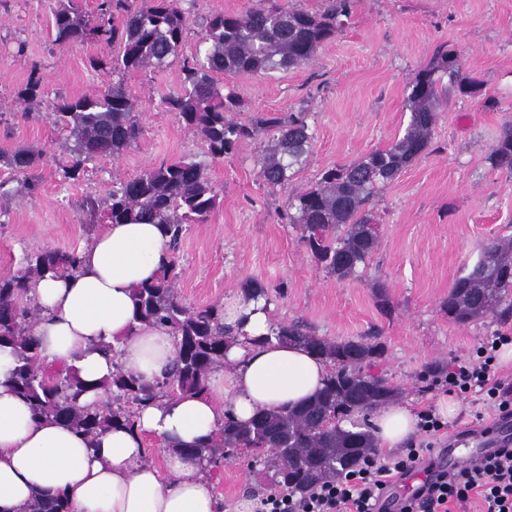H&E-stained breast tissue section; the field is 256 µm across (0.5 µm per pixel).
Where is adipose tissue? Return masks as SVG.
I'll use <instances>...</instances> for the list:
<instances>
[{
	"label": "adipose tissue",
	"instance_id": "1",
	"mask_svg": "<svg viewBox=\"0 0 512 512\" xmlns=\"http://www.w3.org/2000/svg\"><path fill=\"white\" fill-rule=\"evenodd\" d=\"M157 224H108L81 252L82 270L45 277L34 289L43 317L34 335L46 361L75 367L95 386L113 367L100 344L120 342L125 370L151 381L175 358L169 331L131 330L134 287L152 280L166 255ZM224 322L240 327L249 344L232 343L208 391L141 408L134 429L116 428L96 447L72 429L37 421L13 390L11 348L0 347V512H24L36 489L62 494L71 512H220L213 482L184 448L205 442L225 416L245 423L258 411L294 407L322 387L327 365L298 345L262 343L269 319L263 300L237 294L224 301ZM413 409L395 404L374 417L385 448L417 431ZM164 445L166 475L146 459L145 440Z\"/></svg>",
	"mask_w": 512,
	"mask_h": 512
}]
</instances>
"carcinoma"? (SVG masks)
I'll return each instance as SVG.
<instances>
[{
  "mask_svg": "<svg viewBox=\"0 0 512 512\" xmlns=\"http://www.w3.org/2000/svg\"><path fill=\"white\" fill-rule=\"evenodd\" d=\"M182 2L97 0L89 12L85 0H64L52 10L53 44H98L106 53L89 60L95 71L109 69L124 76L165 66L179 59L189 29V11ZM353 8L354 0H326L319 12L307 10L299 0H261L259 7L241 14L210 15L194 55L183 59L180 86L160 97V107L197 130L213 159L234 154L241 141L257 132L266 134L270 148L260 177L272 187L288 183L311 151L313 133L306 113L258 112L250 123H238L231 114L240 110L241 100L221 78L288 71L310 62L348 24ZM477 87L456 59L438 50L409 84L410 117L403 135L357 162L322 171L312 186L287 198L284 218L298 229L301 241L327 273L343 280L367 265L378 244L367 225L376 223L370 205L379 189L429 149L437 111L448 95L472 96ZM45 95L43 78L35 68L17 98L30 105ZM49 118L68 143L70 160L59 168L64 183L77 179L92 161L120 157L141 135L136 102L120 80L103 92L56 96ZM488 160L493 169L512 175L511 122L501 128ZM49 161L46 153L30 148L0 151V166L17 182L10 188L0 179V197L36 196L41 189L39 172ZM218 204L219 194L205 165L189 157L148 167L112 186L102 201L80 204L93 223L162 225L168 255L153 282L134 288L131 329L169 328L176 348L173 365L162 377L145 381L122 368L120 343L101 345L113 364L112 375L104 382L107 399L101 403L82 402L93 386L72 366L45 363L33 335L41 319L33 296L36 282L48 274L66 278L79 273L80 251L37 248L24 254L20 268L0 276V347L12 349L10 381L34 419L62 423L92 448L95 439L113 427L133 428L144 405L206 389L208 375L224 365L225 338L233 329L224 325L223 305L192 307L181 300L175 258L189 226L207 223ZM241 291L269 300L267 286L256 279L245 280ZM443 308L448 319L459 324L489 315L501 322L512 320V238L482 249L472 268L456 278ZM290 339L328 365L324 386L300 406L263 410L246 423L224 417L211 443L182 449L206 474H213L224 460L218 447L249 448L257 452L254 461L271 472L273 484L304 490L336 479L377 447L370 431L349 429L342 422L356 412L384 406L397 395L385 378L370 372L383 357V346L317 336L300 321L272 323L262 337L265 344ZM25 512L69 508L60 494L41 490Z\"/></svg>",
  "mask_w": 512,
  "mask_h": 512,
  "instance_id": "1",
  "label": "carcinoma"
}]
</instances>
